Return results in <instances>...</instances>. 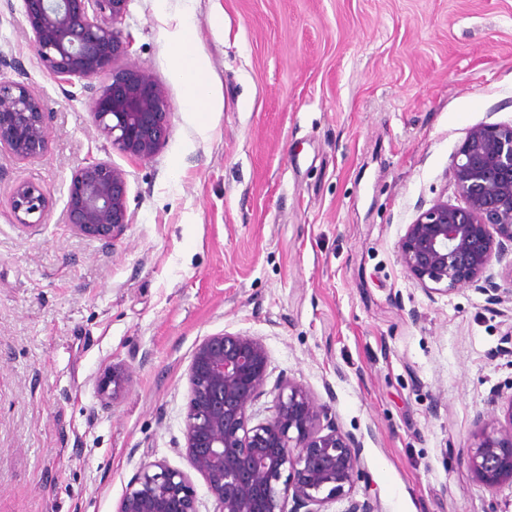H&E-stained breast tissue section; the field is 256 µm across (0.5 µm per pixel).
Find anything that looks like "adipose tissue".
<instances>
[{
  "instance_id": "adipose-tissue-1",
  "label": "adipose tissue",
  "mask_w": 512,
  "mask_h": 512,
  "mask_svg": "<svg viewBox=\"0 0 512 512\" xmlns=\"http://www.w3.org/2000/svg\"><path fill=\"white\" fill-rule=\"evenodd\" d=\"M191 28L183 26L171 36L174 78L186 87L184 107L189 112L211 109L213 99L208 61L190 50Z\"/></svg>"
}]
</instances>
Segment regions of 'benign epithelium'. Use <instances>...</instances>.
<instances>
[{
  "label": "benign epithelium",
  "instance_id": "benign-epithelium-1",
  "mask_svg": "<svg viewBox=\"0 0 512 512\" xmlns=\"http://www.w3.org/2000/svg\"><path fill=\"white\" fill-rule=\"evenodd\" d=\"M32 47L62 93L82 82L98 131L121 152L151 158L166 140L171 105L159 81L124 62L129 39L117 27L130 0H22ZM102 75L108 80L94 84ZM21 162L49 149L48 112L24 80L0 79V150ZM462 206L434 203L407 225L400 259L428 293L481 290L492 302L504 289L493 266L512 247V125L469 131L454 158ZM50 199L33 183L16 185L11 207L19 224L42 223ZM66 222L74 233L105 241L131 223L125 173L108 161L76 168L67 190ZM511 287L504 290L512 292ZM269 358L260 340L224 332L200 342L188 369L185 422L188 470L161 461L144 465L117 512H199L191 473L202 476L215 512H323L350 495L360 443L342 432L328 408L302 384L278 379L271 417L253 423L251 407L266 393ZM130 381L113 365L99 382L109 396ZM508 427L495 420L475 435L468 466L490 490L512 485V405Z\"/></svg>",
  "mask_w": 512,
  "mask_h": 512
}]
</instances>
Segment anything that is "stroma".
<instances>
[{
	"label": "stroma",
	"instance_id": "stroma-1",
	"mask_svg": "<svg viewBox=\"0 0 512 512\" xmlns=\"http://www.w3.org/2000/svg\"><path fill=\"white\" fill-rule=\"evenodd\" d=\"M188 10L214 112L184 111L171 76ZM120 28L173 112L146 160L62 94L21 0H0V54L50 114L43 158L0 152V512H116L144 464L186 468L192 354L224 331L259 339L271 379L359 440L351 496L326 512H512V487L467 464L481 419L512 404V299L428 294L397 252L419 210L462 205L468 132L512 124V0H130ZM92 160L127 181L111 243L64 222ZM22 182L50 197L31 228L10 203ZM115 364L131 381L102 396Z\"/></svg>",
	"mask_w": 512,
	"mask_h": 512
}]
</instances>
